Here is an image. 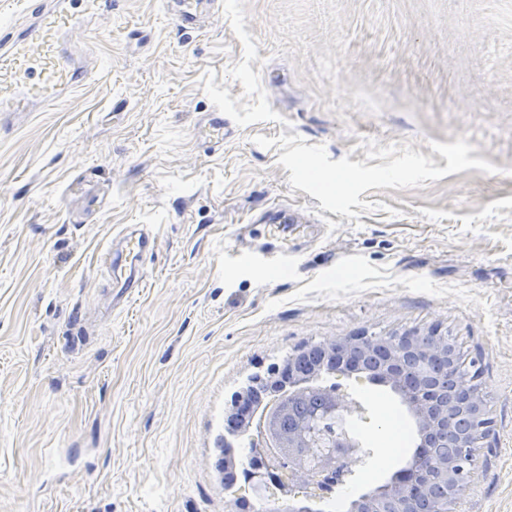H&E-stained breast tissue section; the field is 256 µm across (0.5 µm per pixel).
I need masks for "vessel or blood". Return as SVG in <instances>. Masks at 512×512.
<instances>
[{
    "mask_svg": "<svg viewBox=\"0 0 512 512\" xmlns=\"http://www.w3.org/2000/svg\"><path fill=\"white\" fill-rule=\"evenodd\" d=\"M105 0H56L41 10L30 33L0 48V112L21 114L47 107L64 91L84 84L87 70L68 37L79 18L104 13ZM126 246L110 253L108 286L120 302L141 288V261L153 251L155 237L146 232L127 235Z\"/></svg>",
    "mask_w": 512,
    "mask_h": 512,
    "instance_id": "1",
    "label": "vessel or blood"
}]
</instances>
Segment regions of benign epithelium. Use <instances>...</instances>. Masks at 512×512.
<instances>
[{
	"label": "benign epithelium",
	"mask_w": 512,
	"mask_h": 512,
	"mask_svg": "<svg viewBox=\"0 0 512 512\" xmlns=\"http://www.w3.org/2000/svg\"><path fill=\"white\" fill-rule=\"evenodd\" d=\"M380 345L390 354V359L383 367V376L398 388L402 387V383L396 363L405 351L415 349L422 362L446 357L453 352L448 337L418 332L387 336L381 341L373 336H350L327 343L323 348L336 357L337 363L342 364L352 357L358 359L367 356ZM321 373L319 369L310 380L296 379L288 387V399L273 402L263 414L258 426L254 428V436L259 443V453L270 458L275 469L284 474L289 484L306 482L324 490L343 482L350 474L352 462L369 455V451L363 448V442L347 422L348 416L361 412L362 408L336 391L327 396L324 388L313 385V380L319 379ZM476 380L477 377L469 371L459 377L460 386L468 397V408L475 419V439L470 443L465 439L448 437L450 444L463 448L462 458L443 459L428 453L422 454L407 471L406 479L381 485L363 496L365 512H416L414 486L425 488L434 482L447 486L448 512H456V493L459 486L470 477L478 443L484 441L486 448H492L488 439L493 422L487 417L484 398ZM401 394L416 424L425 432L434 426L439 417L448 420L455 413L454 409L448 408L439 416L431 412L428 404L415 399L406 391H401ZM325 396L328 400L324 410L298 421L293 429L282 432L274 425L275 418L289 410L291 400Z\"/></svg>",
	"instance_id": "benign-epithelium-1"
}]
</instances>
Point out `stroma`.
I'll use <instances>...</instances> for the list:
<instances>
[{
    "label": "stroma",
    "mask_w": 512,
    "mask_h": 512,
    "mask_svg": "<svg viewBox=\"0 0 512 512\" xmlns=\"http://www.w3.org/2000/svg\"><path fill=\"white\" fill-rule=\"evenodd\" d=\"M51 3L0 0V43ZM111 5L72 34L85 86L0 117V512H276L224 489L232 394L298 347L432 327L494 422L457 510L512 512V0H204L191 29L178 0ZM132 225L156 247L116 308L100 257ZM319 383L364 409L372 457L310 503L348 512L417 427L390 387Z\"/></svg>",
    "instance_id": "1"
}]
</instances>
